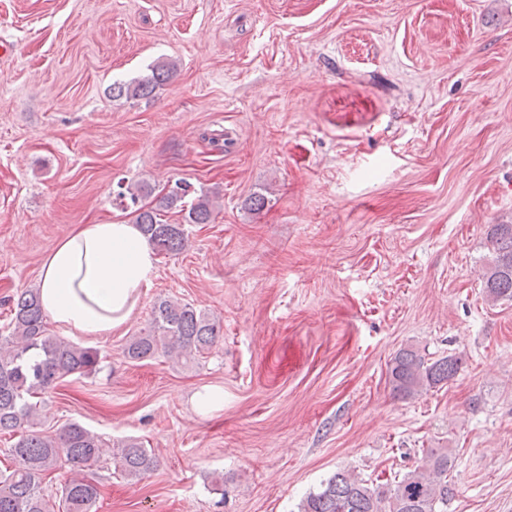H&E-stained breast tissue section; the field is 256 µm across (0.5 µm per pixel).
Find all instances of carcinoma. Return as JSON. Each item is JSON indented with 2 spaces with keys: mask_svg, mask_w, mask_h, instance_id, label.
<instances>
[{
  "mask_svg": "<svg viewBox=\"0 0 512 512\" xmlns=\"http://www.w3.org/2000/svg\"><path fill=\"white\" fill-rule=\"evenodd\" d=\"M177 66L162 62L152 74L136 82L112 84V97L147 99L169 81ZM188 185L181 183L165 193L159 206L138 205L142 188L120 187L118 198L136 206L135 223L149 242L166 254H178L188 243L187 224H209L217 191H200L184 205ZM177 209L182 222L167 224L161 212ZM487 242L491 259L483 274L487 297L512 301V223L492 225ZM220 325L192 304L163 299L152 310L149 329L132 337L124 348L126 358L141 362L163 354L173 361H194L210 350L220 337ZM100 355L48 333L39 290L26 289L12 300L8 334L0 335V434L17 437L9 455L21 467L0 472V512H55V502L46 498L42 484L58 466L67 464L71 478L61 487L59 501L66 512H96L98 483L84 471L108 456L129 478L141 479L156 466L155 458L136 441L112 448L101 435L78 422H71L55 436L37 429L46 394L60 380L97 372ZM459 359L448 355L436 360L413 349L400 350L388 369V382L396 394L411 398L451 381ZM448 449L424 450L421 464L391 483L359 479L346 470L329 477L318 492L309 494L298 512H443L453 489L448 485L452 467Z\"/></svg>",
  "mask_w": 512,
  "mask_h": 512,
  "instance_id": "obj_1",
  "label": "carcinoma"
}]
</instances>
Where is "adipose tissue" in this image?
<instances>
[{
    "instance_id": "1",
    "label": "adipose tissue",
    "mask_w": 512,
    "mask_h": 512,
    "mask_svg": "<svg viewBox=\"0 0 512 512\" xmlns=\"http://www.w3.org/2000/svg\"><path fill=\"white\" fill-rule=\"evenodd\" d=\"M155 275V252L139 225L80 224L43 263L41 305L70 334L105 335L130 319Z\"/></svg>"
}]
</instances>
